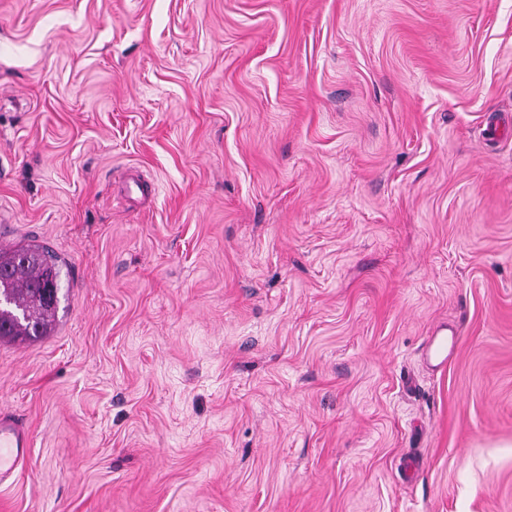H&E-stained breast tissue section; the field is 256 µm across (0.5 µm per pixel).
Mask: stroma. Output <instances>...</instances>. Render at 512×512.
I'll use <instances>...</instances> for the list:
<instances>
[{"label":"stroma","instance_id":"stroma-1","mask_svg":"<svg viewBox=\"0 0 512 512\" xmlns=\"http://www.w3.org/2000/svg\"><path fill=\"white\" fill-rule=\"evenodd\" d=\"M18 244L0 512H512V0H0ZM60 266L47 248H0V340L36 341L54 332ZM3 301V303H2ZM30 447L28 433L8 415H0V481L25 461Z\"/></svg>","mask_w":512,"mask_h":512}]
</instances>
